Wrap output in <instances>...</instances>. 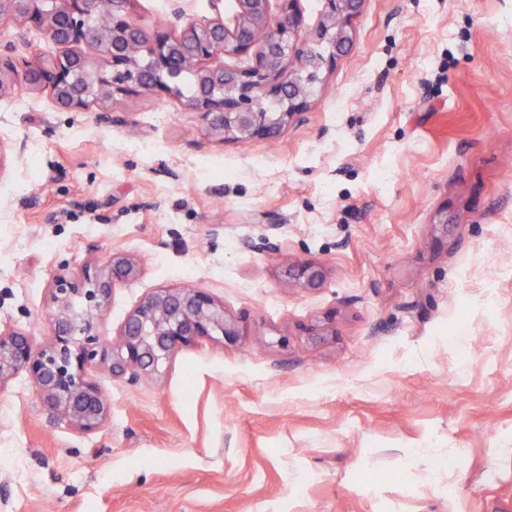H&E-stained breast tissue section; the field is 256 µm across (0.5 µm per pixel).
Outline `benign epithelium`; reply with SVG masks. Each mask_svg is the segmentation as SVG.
<instances>
[{
	"label": "benign epithelium",
	"mask_w": 512,
	"mask_h": 512,
	"mask_svg": "<svg viewBox=\"0 0 512 512\" xmlns=\"http://www.w3.org/2000/svg\"><path fill=\"white\" fill-rule=\"evenodd\" d=\"M232 2L222 11V0H212L216 17L193 21L177 34L176 23L185 15L179 3L167 24L147 32L132 17L133 0H0L1 20L20 18L60 47L83 46L81 53L28 61L19 72L12 45L0 44V75L11 72L23 88H48L58 106L79 109L91 97L106 103L138 91L177 96L189 73L195 91L187 105L201 114L210 136L223 142L269 138L305 111L311 85L349 46L350 21L362 0H324L314 36L331 46L326 55L306 44L299 0H278L276 13L272 0ZM96 14L106 15L109 24H92ZM97 54L106 57L109 69L90 65L89 57ZM223 56L242 64L217 62ZM134 270L133 261L114 258L106 271L87 266L78 275L55 276L48 344L36 351L28 334L0 329V387L25 371L50 414L92 431L107 413L105 397L89 379L97 361L110 358L113 371L135 375L157 369L200 338L237 335L210 294L184 287L150 295L125 321L119 347H106L99 316L114 278Z\"/></svg>",
	"instance_id": "7a95c632"
}]
</instances>
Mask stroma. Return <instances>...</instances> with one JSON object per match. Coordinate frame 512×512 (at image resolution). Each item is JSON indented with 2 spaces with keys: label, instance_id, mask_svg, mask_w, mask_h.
<instances>
[{
  "label": "stroma",
  "instance_id": "obj_1",
  "mask_svg": "<svg viewBox=\"0 0 512 512\" xmlns=\"http://www.w3.org/2000/svg\"><path fill=\"white\" fill-rule=\"evenodd\" d=\"M352 31L244 145L172 95H0V326L43 346L52 278L117 255L107 346L167 288L238 330L134 381L97 362L89 433L0 387L6 512H512V0H363ZM1 40L60 52L19 19Z\"/></svg>",
  "mask_w": 512,
  "mask_h": 512
}]
</instances>
